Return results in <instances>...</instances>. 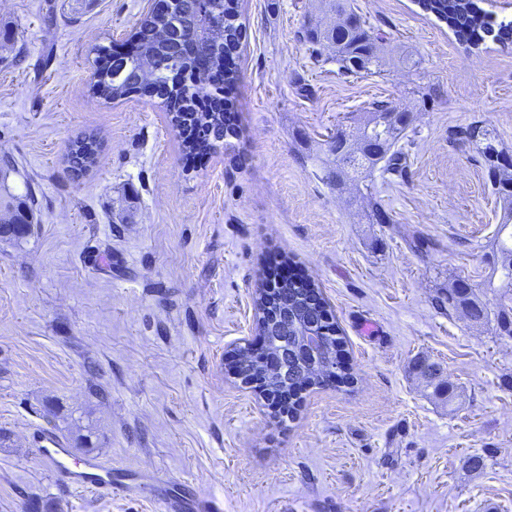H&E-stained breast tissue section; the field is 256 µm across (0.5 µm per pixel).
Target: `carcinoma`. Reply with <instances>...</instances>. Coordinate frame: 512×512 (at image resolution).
<instances>
[{
    "label": "carcinoma",
    "instance_id": "cac0c4a2",
    "mask_svg": "<svg viewBox=\"0 0 512 512\" xmlns=\"http://www.w3.org/2000/svg\"><path fill=\"white\" fill-rule=\"evenodd\" d=\"M419 4L424 11L447 23L458 42L468 49L479 47L489 37L502 43L512 38V19L497 20L492 13L480 8L476 0H419ZM325 6L336 13V24L328 27L309 24L300 30V40L316 53L327 44L334 47L341 75L345 77L381 73L386 61L381 53L385 35L380 29L359 14L351 0H326ZM216 16L224 21L223 37L202 42L205 62H199L192 45L180 54L170 52L164 39L170 27L188 18L198 17L204 21ZM240 18L239 0H171L166 13L152 12L141 17L137 27L129 33L127 51L119 54L110 45L94 49L88 92L105 102L128 97L136 89L131 78L139 67L140 58L149 54L156 62L152 77L154 99L164 107L173 102L186 104L174 111L175 126L189 122L199 130L196 139L182 142L183 152L212 153L222 144L230 147V138L237 133V128L224 134V112L196 110L191 104L204 98H219L230 88L238 89V69L229 66L227 54L238 52L241 45L245 26ZM195 75L210 84L211 94H200L193 83ZM389 108L390 103L384 100L370 104L369 115L352 139L353 145H343L338 138H330L328 180L339 186L347 180L366 178L376 170L391 173L400 168L403 153L397 149V143L410 122L399 117L393 123H381V114ZM461 134L470 140L485 142L482 154L504 210V220L497 232L496 255L502 275L512 283V167L495 164V157L502 151L493 144L491 131L481 123L471 124ZM98 149L95 133L79 136L67 155L69 167L76 173L87 171L95 163ZM28 219L25 210L6 203L4 216L0 217V234L17 239L25 237ZM366 219L371 224L390 223L384 206L376 198L372 199ZM437 306L448 308L450 313L461 311L475 321L487 316L483 302L462 280L455 281L442 293ZM255 308L256 331L266 337L267 346L246 371L264 375L261 394L280 402L288 416L293 418L297 414L300 400L297 390L303 384L349 386L353 383L349 366L341 360L344 341L340 327L327 321L329 306L315 287L298 288L291 282L273 291L261 287L256 293ZM305 330L323 342L324 350L316 359L303 350L301 333ZM421 374L433 394L454 398V389L443 380L438 364L422 365Z\"/></svg>",
    "mask_w": 512,
    "mask_h": 512
}]
</instances>
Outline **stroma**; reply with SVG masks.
<instances>
[{
    "label": "stroma",
    "mask_w": 512,
    "mask_h": 512,
    "mask_svg": "<svg viewBox=\"0 0 512 512\" xmlns=\"http://www.w3.org/2000/svg\"><path fill=\"white\" fill-rule=\"evenodd\" d=\"M352 3L387 34L382 74L315 60L298 31L319 0H241L240 137L191 169L165 109L87 91L93 48L122 44L145 0H0V204L34 201L29 233L0 236V512H162L158 483L223 512H512L503 212L451 136L479 121L512 154V43L465 49L415 0ZM375 100L411 117L402 173L375 179L387 224L321 171L337 124ZM85 132L100 149L78 177L66 153ZM272 255L318 286L355 378L308 388L285 422L228 367L257 337ZM458 278L487 319L437 307ZM423 357L453 402L425 389ZM41 430L142 494L69 491L35 455Z\"/></svg>",
    "instance_id": "obj_1"
}]
</instances>
